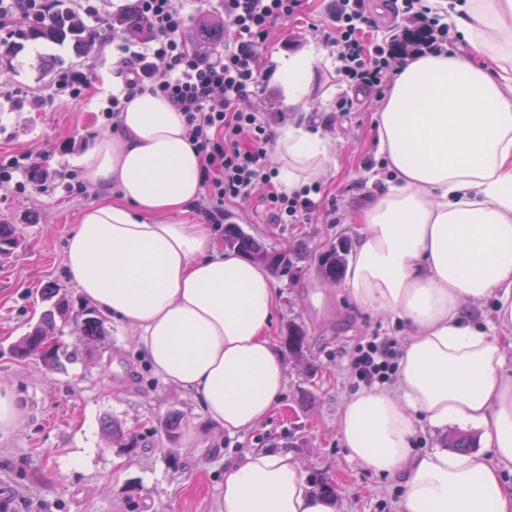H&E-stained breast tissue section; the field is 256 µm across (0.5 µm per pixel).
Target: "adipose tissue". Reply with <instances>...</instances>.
<instances>
[{"instance_id": "ef3b65f1", "label": "adipose tissue", "mask_w": 512, "mask_h": 512, "mask_svg": "<svg viewBox=\"0 0 512 512\" xmlns=\"http://www.w3.org/2000/svg\"><path fill=\"white\" fill-rule=\"evenodd\" d=\"M466 53L408 58L377 114L385 187L355 217L345 284L354 302L409 327L395 382L348 397L338 428L352 460L400 478L398 512H512V0H427ZM317 48L277 58L288 107L307 103ZM275 184L294 193L324 180L336 148L304 123L277 127ZM85 179L116 191L84 211L64 266L86 300L133 332L141 358L191 397L210 426L234 435L276 406L284 364L269 336L277 288L269 270L224 251L189 213L202 159L184 117L145 93L82 158ZM496 298L498 333L465 305ZM468 424L485 450L414 452L419 419ZM217 512H334L287 450H252L224 472Z\"/></svg>"}]
</instances>
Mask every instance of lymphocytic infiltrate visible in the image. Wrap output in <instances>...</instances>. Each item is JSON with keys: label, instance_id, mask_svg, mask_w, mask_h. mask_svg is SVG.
<instances>
[{"label": "lymphocytic infiltrate", "instance_id": "f902f5d3", "mask_svg": "<svg viewBox=\"0 0 512 512\" xmlns=\"http://www.w3.org/2000/svg\"><path fill=\"white\" fill-rule=\"evenodd\" d=\"M132 9L148 23L146 38L125 36L121 22L129 8L112 0H76L74 8L85 19L112 18V42L118 59L111 90L99 110L110 127H118L126 103L148 92L169 101L185 117L187 135L202 158L204 195L197 210L205 223L224 221L227 206L257 199L273 224H305L317 210L309 190L287 194L278 190L268 160L271 124L268 113L252 107L264 82L260 49L278 25L301 9L303 0H221L227 22L222 48L205 52L185 35L189 16L181 0H133ZM399 14L419 24L425 35L412 48L382 45L367 50L361 33L369 19L364 0H336L334 28L328 42L339 66L341 81L382 91L387 78L400 68L408 53L444 51L448 25L432 14L424 0H394ZM46 0H0V30L23 36L26 26L43 14ZM92 85L91 74L68 67L52 73L45 97H28L7 80L0 81V102L15 111L42 112L56 103L83 97ZM16 190L34 185L48 190V174L31 153L13 156L0 165V185ZM399 352L388 338L371 337L356 344L350 368L365 386L391 381Z\"/></svg>", "mask_w": 512, "mask_h": 512}]
</instances>
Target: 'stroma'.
Listing matches in <instances>:
<instances>
[{
  "label": "stroma",
  "instance_id": "stroma-1",
  "mask_svg": "<svg viewBox=\"0 0 512 512\" xmlns=\"http://www.w3.org/2000/svg\"><path fill=\"white\" fill-rule=\"evenodd\" d=\"M332 0H303L301 12L280 26L261 61L273 71L275 59L316 46L322 54L321 75L307 104L288 108L274 79H266L256 107L278 124L304 122L322 130L336 145L329 178L321 183L320 209L306 224L267 223L256 200L230 207L224 224H236L273 252L297 250L289 274L276 276V315L269 334L284 348L288 327L302 326V356L285 352L286 385L279 404L265 420L236 435L206 426L196 403L164 385L142 364L132 332L108 322V334L88 344V354L62 369L45 368L38 358L18 360L11 345L39 321L47 288L59 289L72 308L62 340L80 336L84 302L67 279L64 246L80 213L103 193L88 187L71 195L36 187L16 192L0 187V222L14 225L18 245L0 256V389L13 394L19 421L0 433V502L8 512H216L224 471L255 448H282L304 465L313 484L336 489L335 512H396L403 488L398 479L381 476L350 460L338 429L345 400L358 392L349 351L371 336L405 343V322L392 314L358 306L344 283L331 284L318 273L317 257L325 244L354 239V213L383 187L387 169L374 142L376 93H358L336 75V57L324 41L330 29ZM373 21L365 28L366 44H386L406 27L394 15L391 0H365ZM112 36L104 34L95 54L74 56L68 43L23 38L11 58L8 75L29 96L48 91L49 73L59 66L88 70L111 79ZM351 98L341 112L337 103ZM97 97L70 100L46 112L0 111V159L32 152L37 162L57 170L80 169V159L107 127ZM179 413L177 439H168L164 419ZM116 420L135 436L138 447L116 448L103 430ZM469 437L474 450L485 448L481 430L437 428L420 420L413 439L416 451L444 448L452 436ZM80 466H72L74 454Z\"/></svg>",
  "mask_w": 512,
  "mask_h": 512
}]
</instances>
